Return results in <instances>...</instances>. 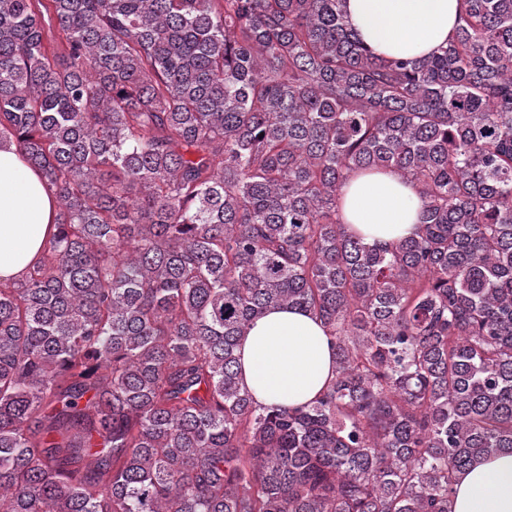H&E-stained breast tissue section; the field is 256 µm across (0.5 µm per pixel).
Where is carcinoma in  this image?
Listing matches in <instances>:
<instances>
[{"label":"carcinoma","mask_w":512,"mask_h":512,"mask_svg":"<svg viewBox=\"0 0 512 512\" xmlns=\"http://www.w3.org/2000/svg\"><path fill=\"white\" fill-rule=\"evenodd\" d=\"M341 3L0 0V141L58 214L0 281V512H452L512 453V0L390 60ZM373 169L420 200L387 248L339 218ZM277 307L334 349L305 405L240 382Z\"/></svg>","instance_id":"1"}]
</instances>
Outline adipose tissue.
Here are the masks:
<instances>
[{
  "instance_id": "obj_1",
  "label": "adipose tissue",
  "mask_w": 512,
  "mask_h": 512,
  "mask_svg": "<svg viewBox=\"0 0 512 512\" xmlns=\"http://www.w3.org/2000/svg\"><path fill=\"white\" fill-rule=\"evenodd\" d=\"M349 25L375 54L423 57L445 45L459 0H343ZM415 190L391 170L355 173L342 189L340 220L365 242L385 246L418 230ZM56 203L40 171L11 143L0 144V278L34 264L56 230ZM242 384L264 406L313 401L335 376L330 339L308 312L275 308L239 342ZM455 512H512V453L477 462L454 494Z\"/></svg>"
}]
</instances>
